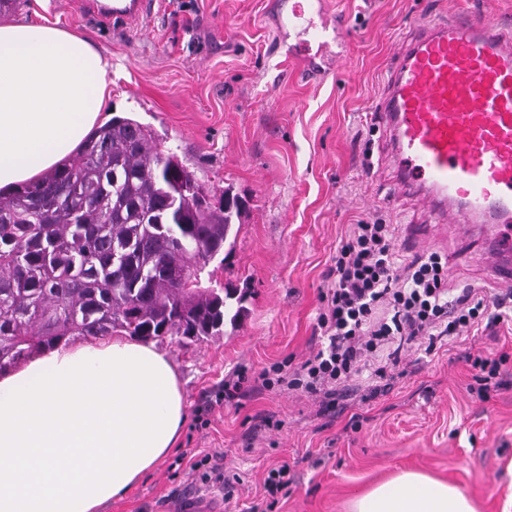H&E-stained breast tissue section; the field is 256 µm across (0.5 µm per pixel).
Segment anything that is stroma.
I'll list each match as a JSON object with an SVG mask.
<instances>
[{
    "label": "stroma",
    "instance_id": "35a3bbf8",
    "mask_svg": "<svg viewBox=\"0 0 512 512\" xmlns=\"http://www.w3.org/2000/svg\"><path fill=\"white\" fill-rule=\"evenodd\" d=\"M269 2L159 0L152 17L129 28L77 16L68 0H23L0 14V23L52 24L88 37L112 65L101 121L124 116L149 126L158 148L175 152L210 195L228 192L245 203L230 252L207 265L200 285L238 289L246 314L207 341L156 339L179 376L186 421L175 453L105 512H163L190 489L222 498L223 512H346L353 493L401 470L458 486L479 512H505L512 505L506 325L439 340L430 353L411 350L377 396L366 400L346 387L330 409L300 392L263 389L256 377L283 360L298 366L318 347L326 272L358 221L394 225L400 255L455 259L452 294H486L473 239L440 233L408 246L411 226L432 218L419 197L396 193L394 168L381 160L390 145L372 114L417 25L466 9L512 19V0H327L351 28L336 75L315 84L287 57ZM503 350L511 355L504 387L475 390L468 355ZM241 367L248 380L236 405L213 404L225 375ZM204 407L210 424L200 429ZM199 453L232 483L204 486L188 464ZM283 464L292 482L272 506L263 479Z\"/></svg>",
    "mask_w": 512,
    "mask_h": 512
}]
</instances>
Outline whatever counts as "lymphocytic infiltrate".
Instances as JSON below:
<instances>
[{
  "label": "lymphocytic infiltrate",
  "instance_id": "obj_1",
  "mask_svg": "<svg viewBox=\"0 0 512 512\" xmlns=\"http://www.w3.org/2000/svg\"><path fill=\"white\" fill-rule=\"evenodd\" d=\"M395 242L393 225H351L321 296L320 348L297 368L284 361L263 368V388L306 393L330 407L339 389L363 371L385 377L413 347L432 351L437 339L454 340L502 321L504 301L492 304L470 290L450 295L446 260L433 253L400 261Z\"/></svg>",
  "mask_w": 512,
  "mask_h": 512
}]
</instances>
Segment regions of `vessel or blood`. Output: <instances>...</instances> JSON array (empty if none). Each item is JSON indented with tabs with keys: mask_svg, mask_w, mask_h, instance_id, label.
<instances>
[{
	"mask_svg": "<svg viewBox=\"0 0 512 512\" xmlns=\"http://www.w3.org/2000/svg\"><path fill=\"white\" fill-rule=\"evenodd\" d=\"M275 22L291 56L314 61L348 29L323 0H287ZM156 0H81V16L108 26L148 17ZM400 191L424 189L437 223L482 228L496 285L512 287V22L463 12L418 26L377 112Z\"/></svg>",
	"mask_w": 512,
	"mask_h": 512,
	"instance_id": "1",
	"label": "vessel or blood"
}]
</instances>
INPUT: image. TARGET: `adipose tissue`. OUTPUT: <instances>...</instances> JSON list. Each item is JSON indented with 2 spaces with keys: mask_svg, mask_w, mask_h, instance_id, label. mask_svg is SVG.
Listing matches in <instances>:
<instances>
[{
  "mask_svg": "<svg viewBox=\"0 0 512 512\" xmlns=\"http://www.w3.org/2000/svg\"><path fill=\"white\" fill-rule=\"evenodd\" d=\"M109 63L53 25H0V189L55 167L94 131ZM186 420L167 354L124 337L61 345L0 374V512H103L173 451ZM348 512H477L405 470Z\"/></svg>",
  "mask_w": 512,
  "mask_h": 512,
  "instance_id": "ef3b65f1",
  "label": "adipose tissue"
}]
</instances>
